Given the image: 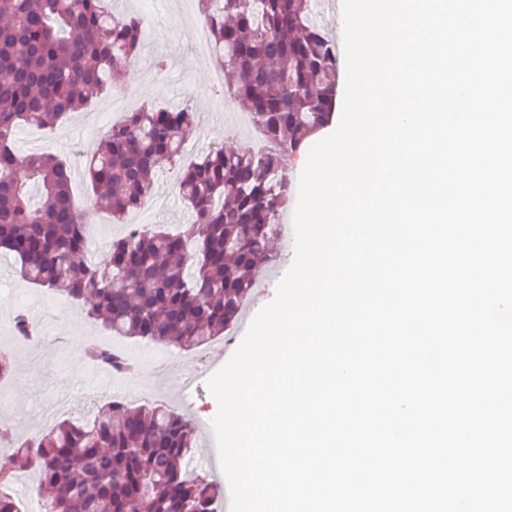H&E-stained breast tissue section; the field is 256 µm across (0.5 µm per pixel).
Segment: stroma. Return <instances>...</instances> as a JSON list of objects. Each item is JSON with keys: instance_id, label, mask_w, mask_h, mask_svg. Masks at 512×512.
<instances>
[{"instance_id": "35a3bbf8", "label": "stroma", "mask_w": 512, "mask_h": 512, "mask_svg": "<svg viewBox=\"0 0 512 512\" xmlns=\"http://www.w3.org/2000/svg\"><path fill=\"white\" fill-rule=\"evenodd\" d=\"M108 6L153 22L145 30L135 66L117 79L113 92L72 113L53 130L26 127L16 141L19 154L37 151L66 159L76 204L94 234L107 243L122 235L123 230L95 200L84 174V161L112 122L150 104H190L198 115L192 136L193 154L197 157L218 142L240 145L253 133L248 114L233 98L223 97V107L215 105L216 96H223L222 89L211 84V61L199 56L194 48V33L200 22L197 0H109ZM154 197L159 201L158 207L136 211L128 216V223L161 225L174 230L190 222L191 213L179 194L175 170L165 168L158 173ZM274 250L278 259L266 273L265 291L252 294L245 306L247 314H256L273 299L278 282L293 262L294 243L278 238ZM47 303L52 305L54 317L47 324L46 332L55 336V343L16 346L15 371L19 380L4 384L11 401L0 412V422L20 436L41 432V410L56 395L75 399L74 420L94 417L103 397L101 391L85 385L86 364L78 357V340L91 339L99 345L121 350L133 363V375L138 377L147 375L172 350L168 344L110 334L90 320L81 307L21 280L12 258L1 256L0 320L14 319L21 306L36 309Z\"/></svg>"}]
</instances>
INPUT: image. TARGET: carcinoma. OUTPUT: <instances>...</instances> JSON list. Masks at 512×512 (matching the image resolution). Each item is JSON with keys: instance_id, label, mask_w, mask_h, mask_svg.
Listing matches in <instances>:
<instances>
[{"instance_id": "cac0c4a2", "label": "carcinoma", "mask_w": 512, "mask_h": 512, "mask_svg": "<svg viewBox=\"0 0 512 512\" xmlns=\"http://www.w3.org/2000/svg\"><path fill=\"white\" fill-rule=\"evenodd\" d=\"M314 2L199 0L215 60L230 77L226 90L270 150L217 145L184 164L192 108L127 113L87 159L91 188L109 189V212L121 222L153 195L155 170L176 167L192 221L178 233L132 227L92 262L69 165L38 152L20 159L14 144L21 127L52 129L112 92L113 75L139 54L145 21L109 11L104 0H0V249L23 280L89 303L88 317L114 336L184 352L235 324L276 261L271 242L292 196L280 158L301 150L336 105V43L314 21ZM86 355L130 369L107 348L91 345ZM2 445L37 471L42 512H220V484L189 467L193 421L164 404L109 398L91 422L63 419L29 437L0 424ZM13 477L0 471V512H22L3 491Z\"/></svg>"}]
</instances>
